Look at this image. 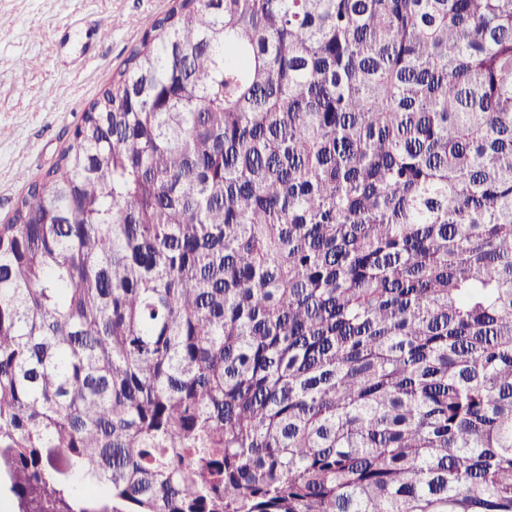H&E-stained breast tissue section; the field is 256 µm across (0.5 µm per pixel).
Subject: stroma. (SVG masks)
Returning a JSON list of instances; mask_svg holds the SVG:
<instances>
[{
	"mask_svg": "<svg viewBox=\"0 0 512 512\" xmlns=\"http://www.w3.org/2000/svg\"><path fill=\"white\" fill-rule=\"evenodd\" d=\"M174 0H0V224Z\"/></svg>",
	"mask_w": 512,
	"mask_h": 512,
	"instance_id": "obj_1",
	"label": "stroma"
}]
</instances>
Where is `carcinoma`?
I'll return each mask as SVG.
<instances>
[{
    "label": "carcinoma",
    "mask_w": 512,
    "mask_h": 512,
    "mask_svg": "<svg viewBox=\"0 0 512 512\" xmlns=\"http://www.w3.org/2000/svg\"><path fill=\"white\" fill-rule=\"evenodd\" d=\"M15 512H512V0H177L0 224Z\"/></svg>",
    "instance_id": "1"
}]
</instances>
